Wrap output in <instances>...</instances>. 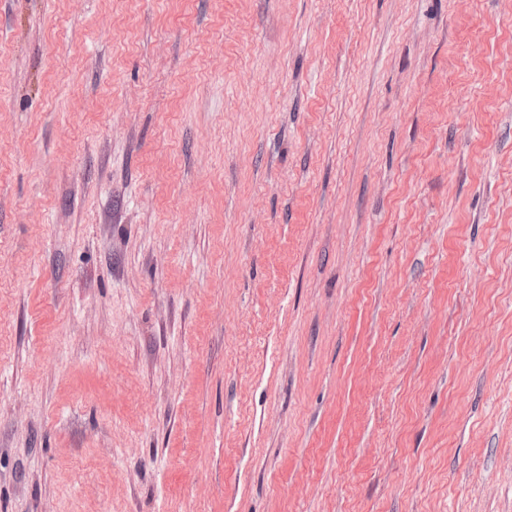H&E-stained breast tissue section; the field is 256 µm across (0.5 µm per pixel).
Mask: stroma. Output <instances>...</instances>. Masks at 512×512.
Segmentation results:
<instances>
[{
  "instance_id": "stroma-1",
  "label": "stroma",
  "mask_w": 512,
  "mask_h": 512,
  "mask_svg": "<svg viewBox=\"0 0 512 512\" xmlns=\"http://www.w3.org/2000/svg\"><path fill=\"white\" fill-rule=\"evenodd\" d=\"M0 512H512V0H0Z\"/></svg>"
}]
</instances>
